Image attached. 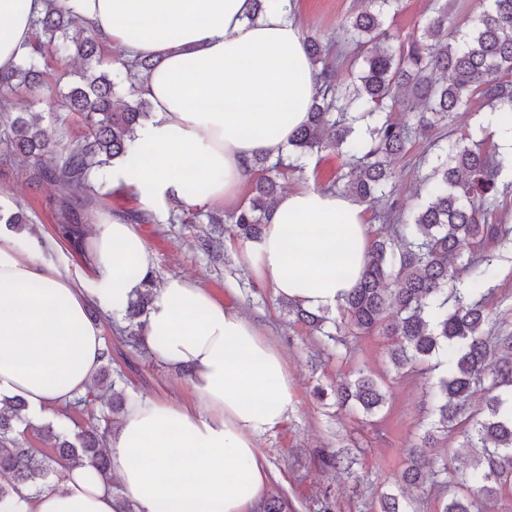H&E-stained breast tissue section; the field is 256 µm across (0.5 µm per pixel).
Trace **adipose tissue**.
<instances>
[{
    "mask_svg": "<svg viewBox=\"0 0 512 512\" xmlns=\"http://www.w3.org/2000/svg\"><path fill=\"white\" fill-rule=\"evenodd\" d=\"M70 0L83 25L122 57L155 65L142 82L150 116L135 131L147 150L136 170L114 164L113 188L145 206L235 205L256 158L287 153L309 119L320 82L304 46L296 0ZM44 0H0V73L17 65ZM371 240L366 207L313 186L279 195L241 265L277 297L318 310L343 303L364 271ZM60 238L20 240L0 230V397L29 414L85 394L105 348L90 306L120 315L155 266L137 225L96 224L88 273L53 260ZM145 342L179 368L187 403L133 399L109 433L112 473L124 499L83 465L33 498L0 512H253L270 489L256 439L295 408L278 345L240 311L194 280L170 276L154 291Z\"/></svg>",
    "mask_w": 512,
    "mask_h": 512,
    "instance_id": "adipose-tissue-1",
    "label": "adipose tissue"
}]
</instances>
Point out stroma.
Instances as JSON below:
<instances>
[{"label":"stroma","instance_id":"35a3bbf8","mask_svg":"<svg viewBox=\"0 0 512 512\" xmlns=\"http://www.w3.org/2000/svg\"><path fill=\"white\" fill-rule=\"evenodd\" d=\"M358 7L357 0H297L304 33L328 38ZM41 68L40 101L20 89L12 94L7 110L35 113L62 143L75 142L86 131L84 122L79 114L62 109L55 93L79 82L82 64L70 56H55L42 62ZM341 164L336 153H322L308 159L304 176L282 180L281 188L327 184L335 180ZM30 169L28 161L10 155L0 144V214L24 208L42 235H54L58 190L48 181L32 184ZM139 228L155 255L156 282L170 275L192 278L278 343L292 378L295 409L281 425L260 435L257 446L272 473L270 491L287 501L288 512H378L380 495L399 490L405 493L409 512H439L443 498L435 474H426L420 487L399 486L409 448L433 420L432 378L416 372L396 376L386 357L384 337L364 336L335 345L296 323L282 310L272 289L256 282L233 258L217 263L201 250L198 237L205 224L169 223L167 209L159 205L152 219L140 222ZM101 322L104 341L112 347V372L122 376L129 396L191 400V390L176 368L138 353L123 341L122 319L105 315ZM359 370L384 380L389 388V400L376 415L366 417L337 406L333 399L316 398V387L333 386ZM339 452L352 458L350 470L335 467L332 457Z\"/></svg>","mask_w":512,"mask_h":512}]
</instances>
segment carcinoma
<instances>
[{
    "instance_id": "1",
    "label": "carcinoma",
    "mask_w": 512,
    "mask_h": 512,
    "mask_svg": "<svg viewBox=\"0 0 512 512\" xmlns=\"http://www.w3.org/2000/svg\"><path fill=\"white\" fill-rule=\"evenodd\" d=\"M37 17L34 44L22 62L0 74V103L25 88L34 98L44 84L38 61L50 53L72 54L85 70L79 83L59 93L62 107L84 117L87 132L68 147L61 163L46 167L42 158L55 152L51 131L26 113L0 132L7 148L34 161L30 181L55 184L62 203L55 213L56 232L75 247L84 238L89 205L71 203V191H93V182H107L108 168L119 159L136 167L146 159L133 151L135 128L150 116L136 75L152 69L142 58L125 61L130 86L127 99L117 98L122 73L97 68L101 44L82 24L69 0H47ZM430 14L421 29L402 38L385 26V18L402 9V0H364V7L341 25V57L349 60L353 81L332 79L337 57L317 34L305 38L309 58L322 88L310 119L291 138L296 159L334 151L343 158L327 191L345 192L370 208H379L380 228L373 235L365 273L339 305L340 316L318 313L285 301L288 314L334 343L350 336L379 335L387 339V357L399 374L439 372L433 395L431 427L409 449L401 482L417 486L436 465L432 448L440 437L459 439L467 463L459 469L442 461L435 474L446 493L440 512H491L500 490L512 487V418L501 413L512 400V321L488 306L496 286L493 248L512 244V225L501 223L499 184L512 167V155L500 151L493 134L475 127L460 139L448 140L447 129L459 114L482 100L503 119L501 133L512 135V0H483L476 22L460 21L451 0H429ZM397 112L415 113V122H401ZM426 145L418 162L414 195L418 203L406 213L394 197V163L417 138ZM302 167L279 157L254 160L249 196L233 211L220 214L169 209V221L181 224L206 220L211 236L202 248L218 254L224 234L242 241L262 237L269 223L280 180ZM154 280L129 301L125 319L128 339L144 341L145 322ZM111 349L102 353L99 381L111 392V412L125 407L122 393L106 384ZM481 393V405L472 399ZM336 403L372 414L383 407L387 391L370 375L358 373L336 385ZM26 422L25 403L0 399V500L22 489L38 492L61 470L84 463L110 479V458L98 434L50 423L32 428L48 448H37L15 436ZM379 512H407L395 494L384 493Z\"/></svg>"
}]
</instances>
